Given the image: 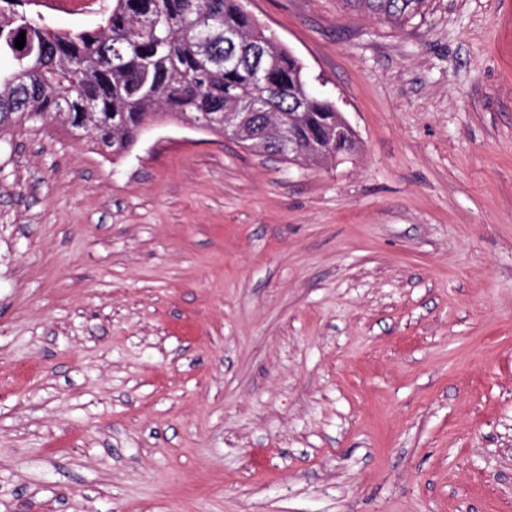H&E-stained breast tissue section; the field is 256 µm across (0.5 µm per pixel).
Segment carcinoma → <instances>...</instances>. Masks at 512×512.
<instances>
[{"label":"carcinoma","mask_w":512,"mask_h":512,"mask_svg":"<svg viewBox=\"0 0 512 512\" xmlns=\"http://www.w3.org/2000/svg\"><path fill=\"white\" fill-rule=\"evenodd\" d=\"M352 10L399 26L427 0H346ZM26 33L22 49L15 47ZM237 39L228 41L224 33ZM0 133L49 120L79 127L121 158L151 121L192 119L224 134L235 112L238 142L288 158L334 162L352 154L356 133L330 97L308 91L303 62L267 35L241 0H115L92 30L52 28L25 10L0 15Z\"/></svg>","instance_id":"carcinoma-1"}]
</instances>
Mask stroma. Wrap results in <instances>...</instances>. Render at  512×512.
<instances>
[{
    "mask_svg": "<svg viewBox=\"0 0 512 512\" xmlns=\"http://www.w3.org/2000/svg\"><path fill=\"white\" fill-rule=\"evenodd\" d=\"M360 149L0 133V512H512V0H244ZM352 10L399 26L422 13L427 0H345Z\"/></svg>",
    "mask_w": 512,
    "mask_h": 512,
    "instance_id": "obj_1",
    "label": "stroma"
}]
</instances>
